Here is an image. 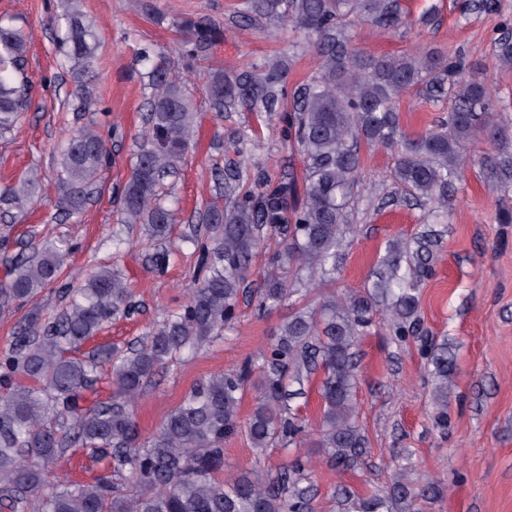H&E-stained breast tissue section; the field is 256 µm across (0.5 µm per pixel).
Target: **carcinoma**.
Returning a JSON list of instances; mask_svg holds the SVG:
<instances>
[{
  "mask_svg": "<svg viewBox=\"0 0 512 512\" xmlns=\"http://www.w3.org/2000/svg\"><path fill=\"white\" fill-rule=\"evenodd\" d=\"M60 3L52 15L59 66L84 99L93 92L89 77L99 37L80 0ZM238 17L273 27L289 22L315 36L318 70L291 95V62L282 57L238 73L210 69L206 76L214 111L246 110L260 123H285L283 134L304 167L303 187L290 172L269 179L247 153L256 131H234L228 143L235 157L214 168V178L224 184V204L211 202L203 212L209 236L198 255L200 275L181 309L157 320L146 342L125 349L101 345L80 358L66 355L132 310L130 283L107 265L97 266L71 291L56 320L44 322L36 311L27 315L13 346L0 353V477L7 482L0 512H315L312 458L300 451L305 427L288 403L289 387L321 372L319 459L338 471L354 466L367 452L355 422L356 348L379 312L387 315L391 335L420 334V283L431 273L437 243L429 231L391 240L363 292H325L313 307L297 302L335 281L345 239L355 233L349 215L361 177L359 142L397 149L394 182L406 197L442 212L448 188L464 167L478 165L503 189L499 221L512 223V128L494 117L486 83L463 76L459 62L436 51L374 58L354 47L352 24L397 27L399 0H240ZM182 28L184 37L171 51L192 61L204 59L220 37V29L202 18ZM28 43L26 32L0 23L1 139L14 132L25 103L26 84L17 74ZM493 56L499 67L512 69V34L495 41ZM138 62L147 69L149 115L119 191L120 221L143 225L158 242L178 222V212L163 202L162 186L188 152L196 111L166 55L143 48ZM415 87L451 100L453 108L431 129L408 135L399 99ZM474 139L489 145L476 158L466 154ZM107 159L106 140L94 126L84 125L68 138L55 170L58 204L66 213H82ZM41 183L24 177L3 194L21 208L38 196ZM271 240L276 247L268 253L262 286L251 295L253 265ZM72 250L61 240L16 260L9 279L0 282V308L36 298L59 278ZM247 298L263 312L291 308L267 349L235 372L212 375L155 433L142 436L134 404L147 379L232 330L240 301ZM423 355L435 381L434 419L445 427L454 357L445 342L431 344ZM101 362L111 367L112 400L85 408L82 393L96 381ZM249 383L255 405L242 423L239 411ZM241 425L257 449L290 448L288 465L274 474L224 476V438ZM75 446L105 460L109 475L51 479L52 464ZM451 493L440 481L413 480L411 468L400 465L386 489L360 495L342 486L336 498L339 512H419L421 500Z\"/></svg>",
  "mask_w": 512,
  "mask_h": 512,
  "instance_id": "obj_1",
  "label": "carcinoma"
}]
</instances>
